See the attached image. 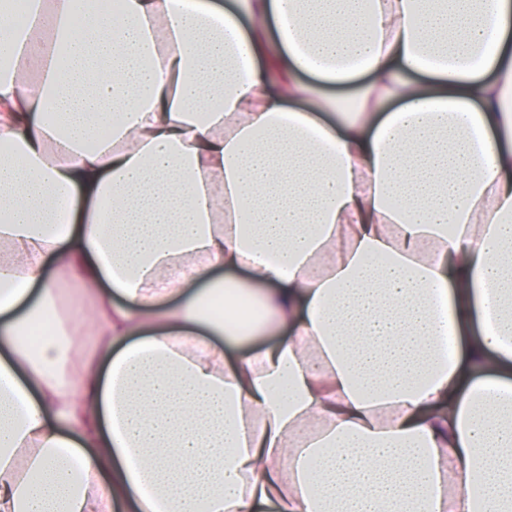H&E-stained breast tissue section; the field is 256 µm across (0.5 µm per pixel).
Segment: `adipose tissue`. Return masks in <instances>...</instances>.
<instances>
[{
	"instance_id": "ef3b65f1",
	"label": "adipose tissue",
	"mask_w": 512,
	"mask_h": 512,
	"mask_svg": "<svg viewBox=\"0 0 512 512\" xmlns=\"http://www.w3.org/2000/svg\"><path fill=\"white\" fill-rule=\"evenodd\" d=\"M0 51V512H512V0H0Z\"/></svg>"
}]
</instances>
